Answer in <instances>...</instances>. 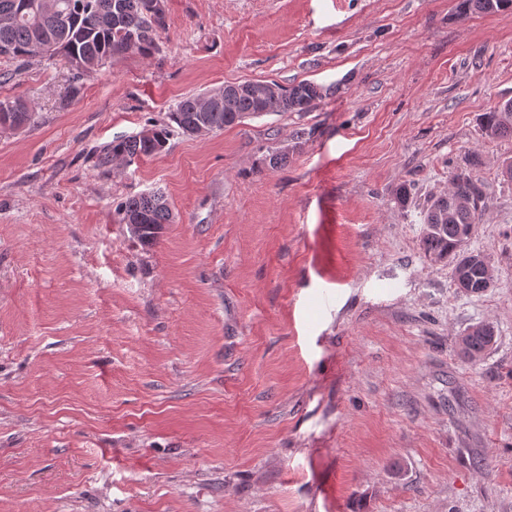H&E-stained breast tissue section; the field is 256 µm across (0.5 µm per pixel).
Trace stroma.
<instances>
[{
	"mask_svg": "<svg viewBox=\"0 0 512 512\" xmlns=\"http://www.w3.org/2000/svg\"><path fill=\"white\" fill-rule=\"evenodd\" d=\"M165 5L152 57H0V100L36 112L0 128V512H512V139L479 123L512 98V10ZM253 80L324 96L100 164ZM461 171L485 194L467 247L498 277L479 297L420 245ZM153 191L175 221L145 248L119 208ZM495 328L490 324H478L466 330L459 338V351L464 358L476 360L495 342Z\"/></svg>",
	"mask_w": 512,
	"mask_h": 512,
	"instance_id": "1",
	"label": "stroma"
}]
</instances>
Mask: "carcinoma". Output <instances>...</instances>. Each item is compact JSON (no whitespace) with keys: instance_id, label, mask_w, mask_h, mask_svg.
I'll use <instances>...</instances> for the list:
<instances>
[{"instance_id":"1","label":"carcinoma","mask_w":512,"mask_h":512,"mask_svg":"<svg viewBox=\"0 0 512 512\" xmlns=\"http://www.w3.org/2000/svg\"><path fill=\"white\" fill-rule=\"evenodd\" d=\"M0 0V56L14 60L60 57L80 74L100 71L113 57L138 53L151 57L162 51L161 33L166 28L165 0ZM512 0H458V15L494 14L511 9ZM264 81L250 87L227 85L223 96L205 100L199 94L183 97L169 113V123L112 141L100 162L128 160L161 153L171 129L190 136L202 125L213 131L242 123L269 112H307L323 96L310 81L289 87L277 85L273 99L258 95ZM23 116L29 124L33 107L21 98L0 100V121ZM481 125L489 138H512V98L500 100L482 114ZM481 181L470 173H457L448 192L432 197L423 214L422 248L434 263H450L459 276L457 288L481 296L496 286L484 253L465 248L484 212ZM122 223L135 225L131 238L143 247L158 243L164 225L173 223V213L164 195L149 192L131 196L121 205ZM495 342V328L478 324L459 338L463 357L474 360Z\"/></svg>"}]
</instances>
